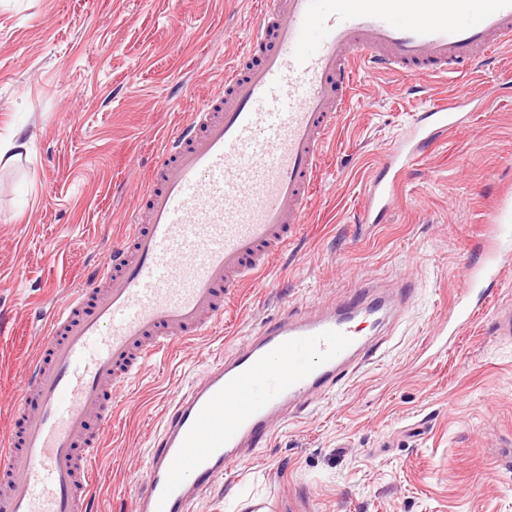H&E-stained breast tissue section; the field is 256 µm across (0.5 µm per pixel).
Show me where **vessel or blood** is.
I'll return each instance as SVG.
<instances>
[{
	"label": "vessel or blood",
	"mask_w": 512,
	"mask_h": 512,
	"mask_svg": "<svg viewBox=\"0 0 512 512\" xmlns=\"http://www.w3.org/2000/svg\"><path fill=\"white\" fill-rule=\"evenodd\" d=\"M511 46L512 0H264L220 91L164 139L121 243L84 286L66 290L39 337L12 404L15 428L0 443V512H89L114 399L149 357L211 329L301 232L357 69L422 85L464 76ZM493 96L463 87L419 113L369 180L364 223L391 209L397 173ZM511 268L505 196L481 261L463 273L449 331L476 318L486 284ZM405 300L372 296L365 284L318 316H276L211 364L168 405L133 512H183L197 490L272 441L288 405L348 379L369 354L366 328Z\"/></svg>",
	"instance_id": "b4317fda"
}]
</instances>
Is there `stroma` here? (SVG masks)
Here are the masks:
<instances>
[{"mask_svg": "<svg viewBox=\"0 0 512 512\" xmlns=\"http://www.w3.org/2000/svg\"><path fill=\"white\" fill-rule=\"evenodd\" d=\"M259 0H0V137L30 152L0 165V438L10 396L62 293L121 238L157 159L160 130L220 85ZM327 142L298 238L210 334L153 357L116 414L93 512H132L166 403L281 312L321 313L344 292L407 286L410 306L376 332L381 349L318 402L291 405L276 439L216 478L184 512H512V341L493 311L434 361L418 354L448 317L499 199L512 195V48L477 65L500 85L471 122L429 147L393 208L361 223L374 167L437 83L357 71Z\"/></svg>", "mask_w": 512, "mask_h": 512, "instance_id": "stroma-1", "label": "stroma"}]
</instances>
